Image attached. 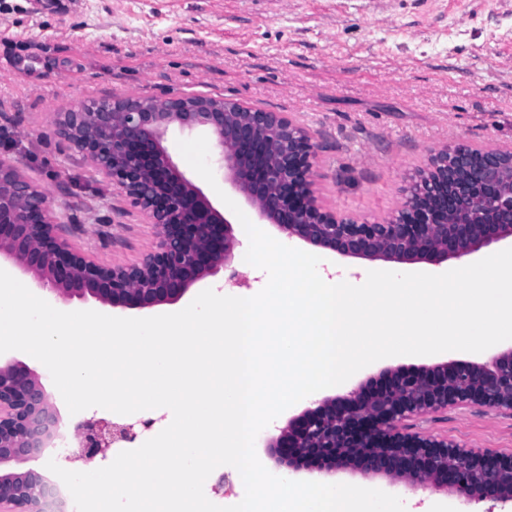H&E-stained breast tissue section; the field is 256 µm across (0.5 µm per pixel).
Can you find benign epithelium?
<instances>
[{
  "label": "benign epithelium",
  "instance_id": "benign-epithelium-1",
  "mask_svg": "<svg viewBox=\"0 0 512 512\" xmlns=\"http://www.w3.org/2000/svg\"><path fill=\"white\" fill-rule=\"evenodd\" d=\"M54 131L161 227L156 250L135 265H98L56 235L45 190L0 160V259L57 296H90L104 305L147 308L175 302L233 256L232 223L172 161L168 131L202 130L215 139L224 181L259 219L288 237L342 256L389 261L461 258L512 237V151L463 144L434 153L410 177L403 207L379 223L325 210L315 191L317 146L308 131L277 112L244 110L207 96L127 97L59 112ZM512 409V347L484 363L445 362L396 369L380 387L360 384L313 406L267 440L279 462L306 461L331 473L406 479L411 485L512 504V456L488 458L446 440L403 434L398 423L448 405ZM58 412L39 377L18 362L0 364V506L55 512L51 485L13 466L40 457L55 439ZM80 457L135 436L133 427L86 420L74 427Z\"/></svg>",
  "mask_w": 512,
  "mask_h": 512
}]
</instances>
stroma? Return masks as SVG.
Instances as JSON below:
<instances>
[{"mask_svg": "<svg viewBox=\"0 0 512 512\" xmlns=\"http://www.w3.org/2000/svg\"><path fill=\"white\" fill-rule=\"evenodd\" d=\"M191 95L294 119L318 146L323 207L379 223L401 209L407 178L432 152L455 143L512 148V0H66L61 8L0 0V160L19 165L46 190L61 234L96 264L139 263L155 250L159 228L53 131V116L128 96ZM291 245L355 279L373 269L441 274L448 268L344 257L297 239ZM19 279L65 312L146 318L172 309L63 300L31 275ZM258 281L234 260L193 285L180 303L208 288L250 294ZM490 356L487 350L393 356L315 397L345 394L389 370ZM0 359L39 376L62 425L112 419V411L98 407L70 414L49 370L30 355L9 351ZM399 428L490 457L512 455L509 409L451 406L407 416ZM291 478L380 489L400 497L409 512H481L457 495L386 476L304 468Z\"/></svg>", "mask_w": 512, "mask_h": 512, "instance_id": "1", "label": "stroma"}]
</instances>
